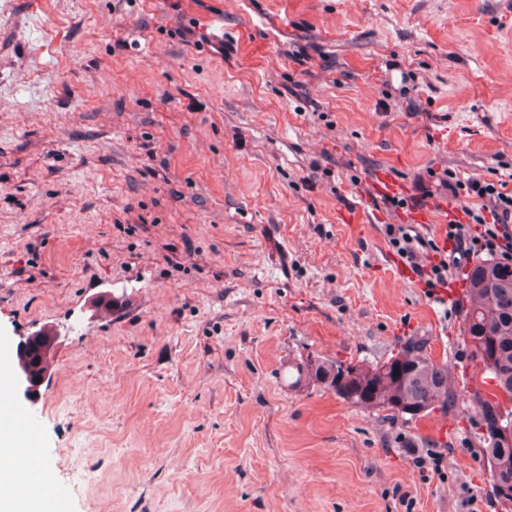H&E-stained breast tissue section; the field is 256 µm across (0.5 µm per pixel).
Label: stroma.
<instances>
[{"label":"stroma","instance_id":"35a3bbf8","mask_svg":"<svg viewBox=\"0 0 512 512\" xmlns=\"http://www.w3.org/2000/svg\"><path fill=\"white\" fill-rule=\"evenodd\" d=\"M511 13L0 0V352L75 328L38 401L12 397L68 512H500L461 318L393 274L402 211L368 180L512 179ZM411 336L458 377L448 414L391 423L293 383Z\"/></svg>","mask_w":512,"mask_h":512}]
</instances>
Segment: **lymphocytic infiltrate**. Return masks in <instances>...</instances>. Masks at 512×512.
<instances>
[{
	"label": "lymphocytic infiltrate",
	"mask_w": 512,
	"mask_h": 512,
	"mask_svg": "<svg viewBox=\"0 0 512 512\" xmlns=\"http://www.w3.org/2000/svg\"><path fill=\"white\" fill-rule=\"evenodd\" d=\"M449 202L461 208L464 221L449 222L447 237L451 250L439 251L432 240L407 224L386 227L389 243L420 278L429 296L446 287L453 270L473 261L481 253L512 252V190L506 183L478 179H460L444 171L439 179ZM484 225L479 235H472L470 225Z\"/></svg>",
	"instance_id": "1"
}]
</instances>
